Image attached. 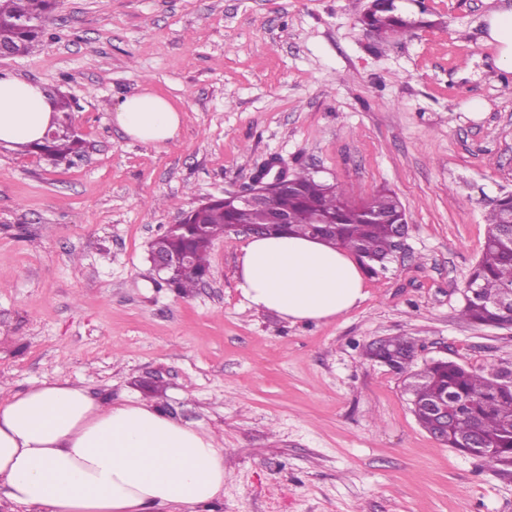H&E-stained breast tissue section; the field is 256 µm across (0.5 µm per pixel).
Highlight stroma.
I'll list each match as a JSON object with an SVG mask.
<instances>
[{
  "label": "stroma",
  "instance_id": "stroma-1",
  "mask_svg": "<svg viewBox=\"0 0 512 512\" xmlns=\"http://www.w3.org/2000/svg\"><path fill=\"white\" fill-rule=\"evenodd\" d=\"M368 0H54L40 51L9 74L74 103L82 157L0 147V400L60 378L134 396L217 436L211 512H512V474L420 427L368 344L407 336L415 366H512V328L463 321L486 212L512 192V70L486 17L512 0H398L425 23L380 38ZM150 91L178 137L133 141L112 111ZM353 201L392 190L401 257L342 316L292 324L235 288L247 239L214 241L206 285L159 281L149 242L244 191L270 158Z\"/></svg>",
  "mask_w": 512,
  "mask_h": 512
}]
</instances>
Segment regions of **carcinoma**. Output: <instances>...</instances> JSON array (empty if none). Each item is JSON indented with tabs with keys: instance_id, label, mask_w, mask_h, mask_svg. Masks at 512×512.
<instances>
[{
	"instance_id": "cac0c4a2",
	"label": "carcinoma",
	"mask_w": 512,
	"mask_h": 512,
	"mask_svg": "<svg viewBox=\"0 0 512 512\" xmlns=\"http://www.w3.org/2000/svg\"><path fill=\"white\" fill-rule=\"evenodd\" d=\"M49 6L50 0H0V43L21 55L34 53L46 33ZM367 21L393 35L404 34L413 27L396 0H377V9L367 16ZM56 112L54 130L35 147L61 159L79 154L83 139L72 129L70 102L63 97L56 99ZM291 181L292 185L274 198L276 207L292 218L285 230L268 223L263 210L241 209L219 199L191 209L178 224L158 235L156 245L163 251L177 255L189 250L193 256L191 266L176 271L170 285L182 294L197 288L208 273L209 247L224 236L226 225H262L267 235L288 232L311 237L316 230L311 216L317 211L330 215L336 224V233L325 234L321 239L353 252L368 272H376V267L383 268L391 260L395 225L405 219L395 193L382 190L358 206L311 171L301 170ZM370 210L382 213L385 222L369 223ZM510 210L512 197L504 196L486 217L488 230L482 256L466 284L475 289V295H466L460 313L466 322L492 325L508 318L493 307V302L505 300L512 293V239L503 232V216ZM413 356L414 343L405 336H394L379 358L393 369ZM404 387L423 429L429 428L431 419L421 406L446 398L448 447L463 448L476 433L487 447L498 449L489 461L512 466V369L498 368L487 373L456 361L446 365L431 361L419 370H405Z\"/></svg>"
}]
</instances>
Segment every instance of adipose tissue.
I'll return each instance as SVG.
<instances>
[{"mask_svg":"<svg viewBox=\"0 0 512 512\" xmlns=\"http://www.w3.org/2000/svg\"><path fill=\"white\" fill-rule=\"evenodd\" d=\"M52 118L41 84L0 75V146L42 141ZM113 119L154 147L181 125L178 110L148 91L125 96ZM236 288L250 307L293 324L334 319L366 298L348 252L308 236L251 238ZM223 493V449L160 408L96 398L60 379L0 401V502L29 512H205Z\"/></svg>","mask_w":512,"mask_h":512,"instance_id":"adipose-tissue-1","label":"adipose tissue"}]
</instances>
